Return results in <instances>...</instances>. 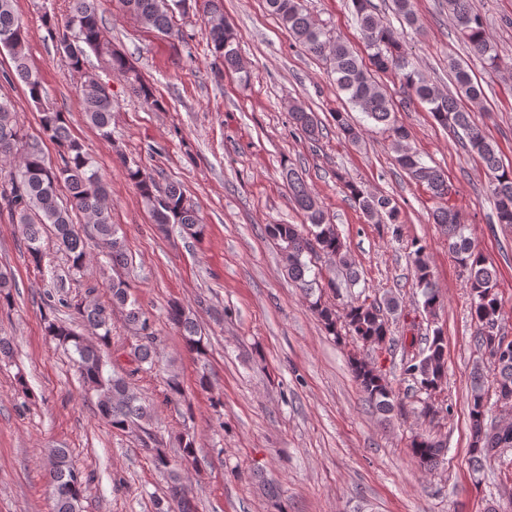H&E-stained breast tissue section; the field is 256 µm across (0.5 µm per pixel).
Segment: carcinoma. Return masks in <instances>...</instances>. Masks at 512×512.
Segmentation results:
<instances>
[{"mask_svg": "<svg viewBox=\"0 0 512 512\" xmlns=\"http://www.w3.org/2000/svg\"><path fill=\"white\" fill-rule=\"evenodd\" d=\"M202 12L208 26V35L217 65L214 75L221 78L224 71L242 72L238 52V38L234 29L224 20V0H193ZM271 15L280 20L305 51L329 61L336 92L376 125L401 143L409 140L408 129L392 119L393 101L374 78L376 73H392L400 81L408 97L428 105V111L443 127L453 132H463L469 153L478 157L489 171L487 193L494 204L497 221L512 226V166L503 164L495 145L472 121L462 100H481L483 89L468 70L459 63L450 64L454 74L455 92L442 93L431 86L416 67L410 54L403 48L397 32L389 23L375 16L371 0H353L356 21L368 50V62H363L345 42L333 36L323 24L316 23L304 0H265ZM126 10L141 23L154 28L164 36L185 38L176 28L175 15L178 5L188 0H121ZM448 15L456 31L480 57L487 69L498 68L499 55L485 25L478 0H447ZM49 37L55 42L64 65L76 73H84L87 51L108 57L112 73L124 78L135 96L146 104L161 106L155 96L153 84L145 79L130 60L112 47L107 31L98 16L96 0H72L67 16L48 21ZM26 28L15 13L14 0H0V48L7 51L14 69L0 73L7 83L18 81L24 85L28 99L39 107V123L43 134L60 148V162L53 165L46 159L42 142L24 133L19 112L8 98L0 97V161L18 160L8 170L0 169V208L5 209L12 222L17 224L27 246L31 261L39 266L45 254L41 241L50 229L58 247L64 252L68 270L82 271L89 261V249L119 269L128 265L125 237L118 235L119 228L112 223L108 205V187L103 182L94 160L85 146L74 138L64 113L43 106L46 88L40 75L28 64L26 53ZM79 98L87 122L104 138L112 135V93L107 85L87 77L80 85ZM291 120L296 131L310 141L319 140L322 122L314 113L301 106L291 108ZM336 133L356 143L361 130L351 123L348 113H333ZM126 176L139 192L153 223L169 233L176 229L190 239L204 233V224L181 186L170 183L159 186L156 178L134 160L121 158ZM397 165L416 183L426 187L430 197L437 201L431 219L448 237V248L455 255L459 266L466 273L469 288L470 311L476 324L475 348L483 355L493 357L496 370L493 380L494 394L498 399L512 401V340L502 347L504 333L486 334L484 327L500 325L501 301L498 294V275L487 261L475 241L465 235L466 225L461 223L458 211L449 204L453 187L444 173L426 164L410 148L400 151ZM290 200L303 213L302 224H268L267 235L279 242L288 276L297 281L310 307L320 318L325 330L340 335L338 324L349 335L365 346L395 344L391 329L378 302L351 301L342 313L322 302L319 292L328 289L334 293L342 283L353 284L359 273L348 257L345 242L336 225L327 221L317 196L302 174L293 167L285 170ZM350 197L360 209L378 224L388 226L392 234L400 233L401 212L384 195L376 196L364 188L348 183ZM66 197H61V191ZM415 285L419 288L423 312L431 317L441 307L440 295L435 288L433 274L426 259V246L420 240L411 241ZM323 254L333 259L342 270L344 282L329 279L322 283L319 276L307 278L312 271V260ZM110 302L84 300L76 310L82 321L96 331V342L86 340L62 320H54L46 327L47 334L69 347L73 361L84 386L98 395V413L114 429L140 432L143 446L150 449L154 469L168 483L167 499L156 502L158 512H195L187 488L181 482L180 470L196 463L197 448L194 436L184 434L179 439V455L172 457L157 447L155 436L145 427L152 416V408L141 401L134 392L132 378L153 365L156 340L153 321L136 301L130 299L127 283L114 278L109 283ZM127 310L129 325L135 330L137 344L133 348L136 367L124 375L106 371L105 350L110 346L112 311L116 307ZM183 338L185 348L196 354L205 352V342L197 311L181 302L171 304L166 312ZM446 340L442 330L433 329V336L426 338V347L417 356L404 360L403 375L417 384L418 391L426 394L421 415L434 420L441 413H450L448 405L432 400L440 390L446 375ZM351 370L367 401L377 412L386 415L400 407L391 383L370 362L355 358ZM489 393L480 372H474V383L469 398L471 442L468 454L475 471H480L492 458L512 449V432L501 434L487 422ZM412 456L425 470L435 468L446 449L429 435L419 433L410 443ZM50 484L55 500V512H80L81 502L92 475L82 472L70 459L65 448L50 452Z\"/></svg>", "mask_w": 512, "mask_h": 512, "instance_id": "cac0c4a2", "label": "carcinoma"}]
</instances>
